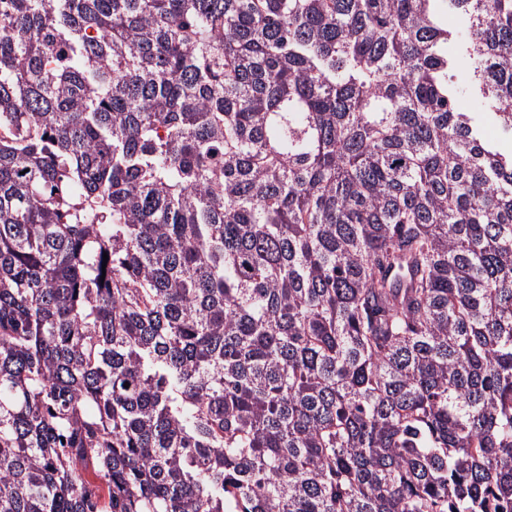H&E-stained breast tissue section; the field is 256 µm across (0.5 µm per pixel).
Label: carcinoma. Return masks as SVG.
<instances>
[{"mask_svg": "<svg viewBox=\"0 0 512 512\" xmlns=\"http://www.w3.org/2000/svg\"><path fill=\"white\" fill-rule=\"evenodd\" d=\"M485 118L512 0H0V512H512Z\"/></svg>", "mask_w": 512, "mask_h": 512, "instance_id": "carcinoma-1", "label": "carcinoma"}]
</instances>
